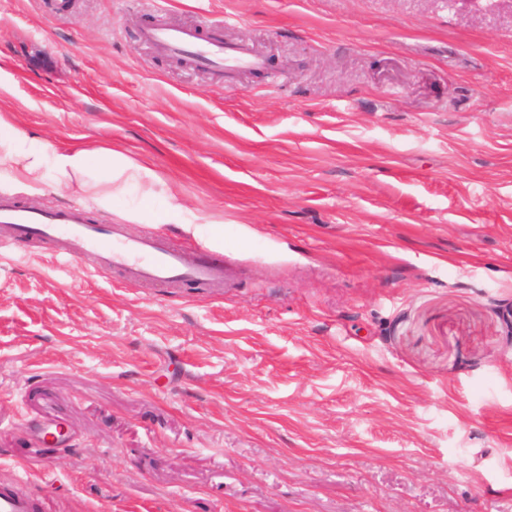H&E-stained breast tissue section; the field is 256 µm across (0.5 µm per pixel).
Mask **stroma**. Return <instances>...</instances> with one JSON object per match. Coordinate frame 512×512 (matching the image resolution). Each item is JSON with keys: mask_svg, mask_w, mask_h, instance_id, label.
Here are the masks:
<instances>
[{"mask_svg": "<svg viewBox=\"0 0 512 512\" xmlns=\"http://www.w3.org/2000/svg\"><path fill=\"white\" fill-rule=\"evenodd\" d=\"M157 24L265 66L178 67ZM0 110L152 169L94 223L238 266L0 259V483L49 512H512V0H0ZM166 217L168 220L175 221L176 224H184L189 226L190 224H210L211 231L217 232L223 221H216L213 219L201 217L191 211L183 210L179 206H171Z\"/></svg>", "mask_w": 512, "mask_h": 512, "instance_id": "1", "label": "stroma"}]
</instances>
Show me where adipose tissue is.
I'll return each instance as SVG.
<instances>
[{
  "mask_svg": "<svg viewBox=\"0 0 512 512\" xmlns=\"http://www.w3.org/2000/svg\"><path fill=\"white\" fill-rule=\"evenodd\" d=\"M155 179L149 167L123 153L105 147L58 149L29 138L9 114H0V187L38 191L55 180L108 210L127 187Z\"/></svg>",
  "mask_w": 512,
  "mask_h": 512,
  "instance_id": "ef3b65f1",
  "label": "adipose tissue"
}]
</instances>
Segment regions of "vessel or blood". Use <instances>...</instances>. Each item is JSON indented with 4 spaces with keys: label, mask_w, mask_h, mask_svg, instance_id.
Masks as SVG:
<instances>
[{
    "label": "vessel or blood",
    "mask_w": 512,
    "mask_h": 512,
    "mask_svg": "<svg viewBox=\"0 0 512 512\" xmlns=\"http://www.w3.org/2000/svg\"><path fill=\"white\" fill-rule=\"evenodd\" d=\"M143 37L171 56L192 55L198 66L217 75L258 70L264 61L245 44L225 43L219 29L200 35L192 27L156 25ZM20 239H49L57 258L92 260L94 270H120L127 282L175 287L187 281L205 288H229L236 278L232 263L210 257L196 247L195 259H187L181 245L163 243L160 234L132 237L119 224L92 223L79 206L45 210L10 198H0V253L11 251ZM42 502L25 489L24 481L0 485V512H43Z\"/></svg>",
    "instance_id": "obj_1"
}]
</instances>
